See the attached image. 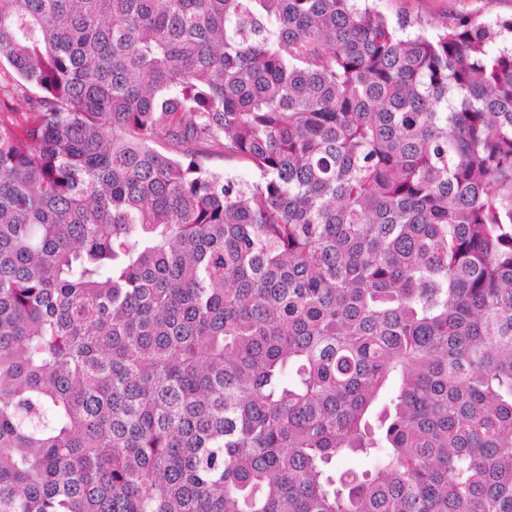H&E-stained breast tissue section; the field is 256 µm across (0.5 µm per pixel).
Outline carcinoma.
Returning <instances> with one entry per match:
<instances>
[{"label": "carcinoma", "mask_w": 512, "mask_h": 512, "mask_svg": "<svg viewBox=\"0 0 512 512\" xmlns=\"http://www.w3.org/2000/svg\"><path fill=\"white\" fill-rule=\"evenodd\" d=\"M422 28L0 0V512H512V20ZM214 170L223 172L242 182H252L257 178L256 170L245 162L237 160H224L223 157H213L207 161Z\"/></svg>", "instance_id": "carcinoma-1"}]
</instances>
